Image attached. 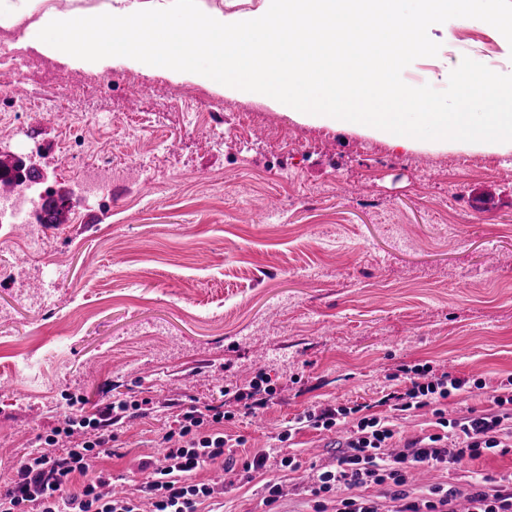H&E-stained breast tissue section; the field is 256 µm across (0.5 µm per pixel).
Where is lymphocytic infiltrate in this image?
<instances>
[{"label": "lymphocytic infiltrate", "instance_id": "1", "mask_svg": "<svg viewBox=\"0 0 512 512\" xmlns=\"http://www.w3.org/2000/svg\"><path fill=\"white\" fill-rule=\"evenodd\" d=\"M400 371L408 385L384 396L389 414L369 412L364 404L314 405L280 434L285 442L302 429L329 430L349 415L357 417L335 466L312 477L314 512H457L461 500L468 512H512V474H480L462 487L438 483L418 489L411 479L420 470L448 472L482 457L507 454L511 448L501 434L512 424V391L490 393L484 414L451 418L441 404L470 391L468 379L433 374L426 364L404 365ZM427 407L435 416V432L400 440L397 418ZM144 413L141 401L115 399L78 413L76 422L53 427L45 443L56 444L65 435L72 445L52 456L37 451L23 455L13 477L0 485V512H215L217 486L195 481L194 475L208 466H223L225 453L244 443L225 432L233 414L218 405L190 407L175 428L162 434L159 456L138 463L150 470V481L123 497L104 493L111 474L103 469L90 473L87 460L109 452L120 420Z\"/></svg>", "mask_w": 512, "mask_h": 512}]
</instances>
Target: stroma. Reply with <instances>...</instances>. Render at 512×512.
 Listing matches in <instances>:
<instances>
[{"label": "stroma", "mask_w": 512, "mask_h": 512, "mask_svg": "<svg viewBox=\"0 0 512 512\" xmlns=\"http://www.w3.org/2000/svg\"><path fill=\"white\" fill-rule=\"evenodd\" d=\"M492 34L457 27L442 57L501 66ZM66 71L17 108L0 86V153L41 147L37 169L71 192L69 220L0 224V460L37 446L74 403L150 398L123 424L104 466L113 492L143 480L140 459L177 414L223 402L221 391L265 376L267 407L235 411L226 433L244 452L274 448L314 404H371L401 382L398 366L429 363L470 381L512 376V153L451 146L411 151L368 134L302 124L263 107L247 136L232 127L248 100L207 95L122 66ZM112 77L104 92L103 77ZM63 99L66 112L43 103ZM86 128V162L115 158L106 202L77 191L80 171L53 146ZM279 131L298 154L271 152ZM99 215L83 221L86 211ZM38 364L21 372L22 353ZM346 425L306 429L290 451L334 466ZM226 512H257L262 484L231 472Z\"/></svg>", "instance_id": "stroma-1"}]
</instances>
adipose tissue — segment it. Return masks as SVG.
<instances>
[{
  "label": "adipose tissue",
  "mask_w": 512,
  "mask_h": 512,
  "mask_svg": "<svg viewBox=\"0 0 512 512\" xmlns=\"http://www.w3.org/2000/svg\"><path fill=\"white\" fill-rule=\"evenodd\" d=\"M260 0L224 11L206 0H96L66 14L47 0H0V29L58 65L231 93L300 123L364 132L392 148L456 143L512 151V8L505 0ZM485 28L510 66L462 57L436 74L448 96L402 71L438 57L453 26ZM98 32L96 42L83 39Z\"/></svg>",
  "instance_id": "obj_1"
}]
</instances>
